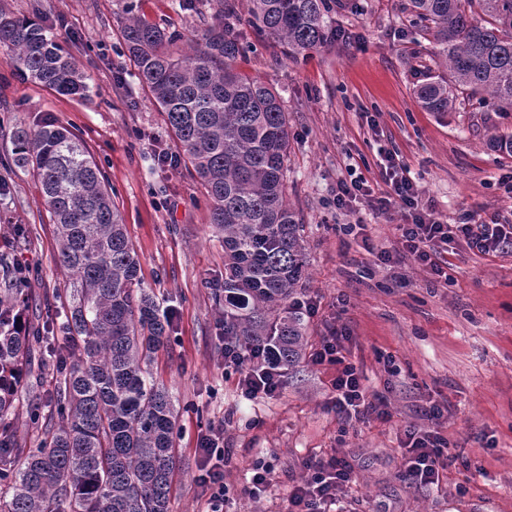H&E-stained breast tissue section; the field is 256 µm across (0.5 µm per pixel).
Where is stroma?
I'll list each match as a JSON object with an SVG mask.
<instances>
[{"mask_svg":"<svg viewBox=\"0 0 512 512\" xmlns=\"http://www.w3.org/2000/svg\"><path fill=\"white\" fill-rule=\"evenodd\" d=\"M125 0H0V10L49 25L90 78L88 98L63 96L22 80L0 48V252L30 272V295L63 288L54 224L29 168L14 161L13 127L46 122L71 130L102 169L140 264L139 276L172 312L170 343L152 371L177 400L179 468L171 512H208L198 479L197 437L223 426L235 487L224 512H286L288 494L309 460L347 456L354 472L345 512H512V251L482 255L455 241L448 277L413 262L376 264L373 250L392 249L397 211L367 208L339 215L331 205L339 179L356 168L384 188L381 152L396 153L424 203L447 223L512 222V157L489 145L512 134V118L486 103L440 116L415 91L446 69L414 28L405 0H330L331 41L290 60L259 36L246 0H233L244 51L242 74L273 85L288 112V197L305 224L308 279L303 300L306 356L282 371L273 397L241 396L224 367V234L210 222L200 178L158 164L155 151L174 141L162 113L142 90L120 34ZM214 0H136L160 28L189 33L212 22ZM362 224L364 234L344 232ZM350 333L346 347L364 383L391 413L387 422L341 419L330 403L334 368L310 356L330 329ZM448 405V468L436 485L405 478L401 444L407 427L430 425V402ZM271 467L258 499L244 495L256 460Z\"/></svg>","mask_w":512,"mask_h":512,"instance_id":"stroma-1","label":"stroma"}]
</instances>
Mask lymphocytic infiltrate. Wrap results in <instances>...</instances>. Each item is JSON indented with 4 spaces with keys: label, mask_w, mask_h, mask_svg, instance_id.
<instances>
[{
    "label": "lymphocytic infiltrate",
    "mask_w": 512,
    "mask_h": 512,
    "mask_svg": "<svg viewBox=\"0 0 512 512\" xmlns=\"http://www.w3.org/2000/svg\"><path fill=\"white\" fill-rule=\"evenodd\" d=\"M383 190H374L364 176L342 180L337 184L333 204L337 210L352 211L356 202H363L373 213L398 210L402 222L398 227V245L394 250L378 252L382 264H398L407 260L424 267L434 276L448 275L446 254L454 240L465 241L470 249L484 255L512 250L511 224H477L471 214H462L458 221L445 223L420 203L418 190L405 167L393 155H385ZM345 331L330 330L322 337L312 356L314 364L335 368L331 381L332 404L338 416L345 419L385 421L390 417L379 398L370 396L363 384L360 367L345 353ZM266 347L245 349L225 344L224 365L238 376V386L245 398L274 396L281 387L279 371L268 368ZM429 430L409 428L403 442V466L407 479L415 485L440 483L448 468V439L443 434V409L436 404L427 410ZM196 452L207 464L201 476L203 486L211 489V512H223L229 502V488L224 482V466L229 451L224 446L223 427H210L196 443ZM308 478L293 487L288 496V512H333L341 502L342 493L352 478L353 467L344 457L331 455L308 462Z\"/></svg>",
    "instance_id": "lymphocytic-infiltrate-1"
}]
</instances>
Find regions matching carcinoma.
Segmentation results:
<instances>
[{
    "mask_svg": "<svg viewBox=\"0 0 512 512\" xmlns=\"http://www.w3.org/2000/svg\"><path fill=\"white\" fill-rule=\"evenodd\" d=\"M411 22L445 59L448 77L415 90L443 115L489 95L512 110V0H408ZM234 7L217 0L200 36L168 32L124 9L121 37L142 88L164 116L179 163L202 180L210 223L224 231V335L244 348L268 345L292 368L304 352L296 295L308 266L305 224L288 201V112L279 91L232 68L241 33ZM250 22L296 58L331 40L326 0H250ZM185 41L189 51L170 46ZM0 47L18 76L82 98L88 76L51 29L0 10ZM15 162L41 185L69 274L60 329L67 356L50 396L53 421L34 448L18 446L17 405L41 355L55 353L58 306L47 300L22 328L27 270L0 254V512H170L179 457L172 395L150 363L168 344L171 320L138 277L123 217L98 165L65 127L11 133Z\"/></svg>",
    "mask_w": 512,
    "mask_h": 512,
    "instance_id": "cac0c4a2",
    "label": "carcinoma"
}]
</instances>
